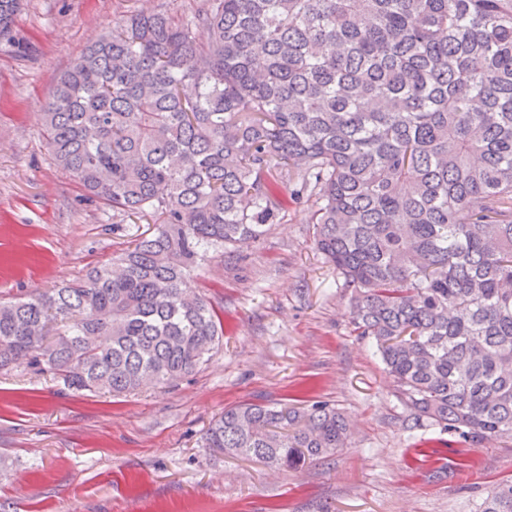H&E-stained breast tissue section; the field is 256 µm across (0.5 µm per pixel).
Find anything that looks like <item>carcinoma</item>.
Instances as JSON below:
<instances>
[{
  "label": "carcinoma",
  "instance_id": "1",
  "mask_svg": "<svg viewBox=\"0 0 512 512\" xmlns=\"http://www.w3.org/2000/svg\"><path fill=\"white\" fill-rule=\"evenodd\" d=\"M23 2L0 0V36ZM44 138L153 228L81 280L0 301V369L114 395L192 373L223 328L191 271L264 237L273 183L293 182L412 426L512 439V0L132 12L60 77ZM347 440L326 401L245 402L202 447L292 468ZM481 512H512V480Z\"/></svg>",
  "mask_w": 512,
  "mask_h": 512
}]
</instances>
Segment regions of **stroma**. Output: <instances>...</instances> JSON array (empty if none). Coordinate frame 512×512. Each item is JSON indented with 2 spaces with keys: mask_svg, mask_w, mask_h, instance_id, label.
<instances>
[{
  "mask_svg": "<svg viewBox=\"0 0 512 512\" xmlns=\"http://www.w3.org/2000/svg\"><path fill=\"white\" fill-rule=\"evenodd\" d=\"M193 0H25L0 40V300L81 278L147 229L50 161L43 110L60 74L130 10ZM279 186L261 240L194 272L223 344L176 386L111 396L0 371V512H479L512 479V441L407 429L376 349L351 331L352 292L314 246L310 204ZM334 404L336 455L278 469L204 448L225 407Z\"/></svg>",
  "mask_w": 512,
  "mask_h": 512,
  "instance_id": "35a3bbf8",
  "label": "stroma"
}]
</instances>
